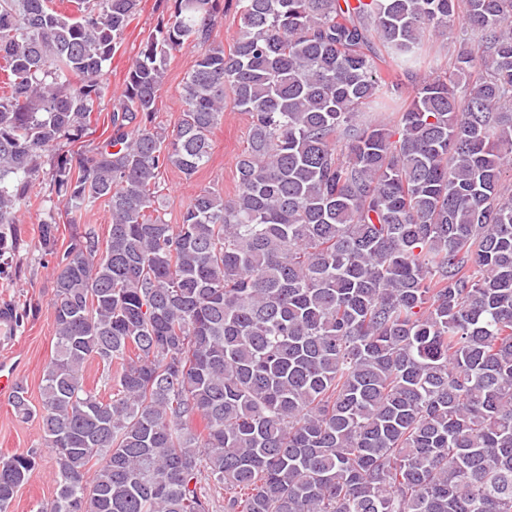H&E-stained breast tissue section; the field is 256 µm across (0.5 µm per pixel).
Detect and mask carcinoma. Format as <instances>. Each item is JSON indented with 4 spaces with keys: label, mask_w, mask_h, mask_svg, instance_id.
<instances>
[{
    "label": "carcinoma",
    "mask_w": 512,
    "mask_h": 512,
    "mask_svg": "<svg viewBox=\"0 0 512 512\" xmlns=\"http://www.w3.org/2000/svg\"><path fill=\"white\" fill-rule=\"evenodd\" d=\"M0 0V271L39 159L52 209L54 355L40 416L58 491L37 512H512V0H466L454 72L425 78L422 26L457 0H173L88 151L103 69L140 0ZM198 48L172 132V54ZM397 130L364 119L403 93ZM250 118L232 196L165 219L164 171L208 163L224 98ZM121 364L112 397L89 359ZM0 458V512L39 465ZM235 0L228 2L224 0V17L218 19L214 30L213 38L222 41L226 47L232 42L237 30V18H235Z\"/></svg>",
    "instance_id": "carcinoma-1"
}]
</instances>
